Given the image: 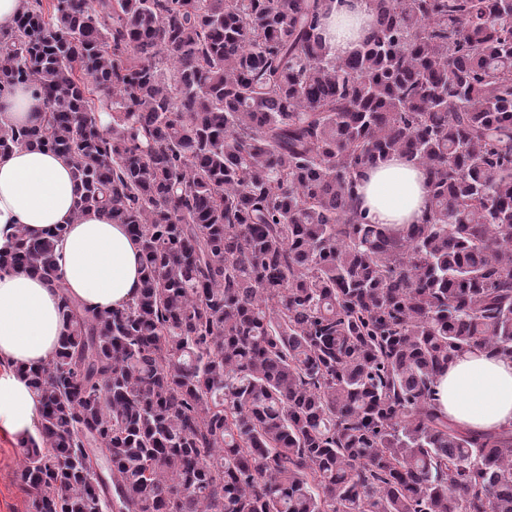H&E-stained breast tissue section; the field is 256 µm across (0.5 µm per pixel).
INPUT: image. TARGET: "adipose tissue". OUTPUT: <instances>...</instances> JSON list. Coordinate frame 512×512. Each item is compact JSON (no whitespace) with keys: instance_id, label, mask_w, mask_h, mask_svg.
Listing matches in <instances>:
<instances>
[{"instance_id":"ef3b65f1","label":"adipose tissue","mask_w":512,"mask_h":512,"mask_svg":"<svg viewBox=\"0 0 512 512\" xmlns=\"http://www.w3.org/2000/svg\"><path fill=\"white\" fill-rule=\"evenodd\" d=\"M368 17L367 0H334L326 39L337 57L357 46ZM45 110L33 87L0 95L1 125L36 123ZM356 195L371 223L398 236L421 223L428 208L423 170L399 154L366 168ZM16 224L33 235L65 227L56 246L61 287L30 272L0 273V358L13 366L0 375V421L24 438L34 431L37 399L21 370L53 354L64 332L61 293L94 312L118 307L141 286L142 249L106 212H80L69 160L39 148L0 155V241ZM436 390L440 409L462 427L494 432L512 426V358L479 349L464 352L440 373Z\"/></svg>"}]
</instances>
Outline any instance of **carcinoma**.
I'll return each mask as SVG.
<instances>
[{
  "label": "carcinoma",
  "mask_w": 512,
  "mask_h": 512,
  "mask_svg": "<svg viewBox=\"0 0 512 512\" xmlns=\"http://www.w3.org/2000/svg\"><path fill=\"white\" fill-rule=\"evenodd\" d=\"M333 0H25L0 89L47 110L0 154L68 158L80 210L140 242L142 283L64 293L18 478L31 512H512V428L436 407L460 352L512 357V0H369L346 57ZM426 175L403 236L360 171ZM14 226L0 271L60 281ZM428 194L424 171L399 154L366 168L357 178L359 209L392 235H404L410 224L422 222Z\"/></svg>",
  "instance_id": "obj_1"
}]
</instances>
